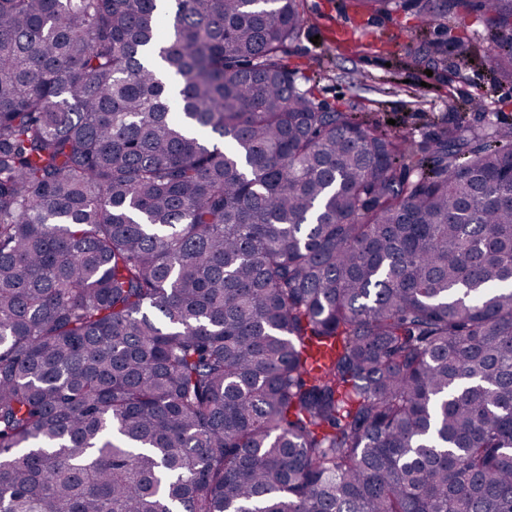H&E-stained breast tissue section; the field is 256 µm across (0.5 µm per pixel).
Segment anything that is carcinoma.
Instances as JSON below:
<instances>
[{"mask_svg":"<svg viewBox=\"0 0 512 512\" xmlns=\"http://www.w3.org/2000/svg\"><path fill=\"white\" fill-rule=\"evenodd\" d=\"M348 4L512 82V0ZM304 18L0 0V512H512V128L324 106Z\"/></svg>","mask_w":512,"mask_h":512,"instance_id":"1","label":"carcinoma"}]
</instances>
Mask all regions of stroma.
I'll return each mask as SVG.
<instances>
[{"label": "stroma", "instance_id": "obj_1", "mask_svg": "<svg viewBox=\"0 0 512 512\" xmlns=\"http://www.w3.org/2000/svg\"><path fill=\"white\" fill-rule=\"evenodd\" d=\"M300 38L288 47V64L309 77L319 101L343 105L419 135L441 119L457 117V105L485 94L497 102L501 125L512 126V84L492 87L486 55L460 63L448 54L433 73L407 66L411 50L438 40L433 28H416L404 16L368 18L343 7V0H306ZM353 32L363 48L337 44L340 30Z\"/></svg>", "mask_w": 512, "mask_h": 512}]
</instances>
